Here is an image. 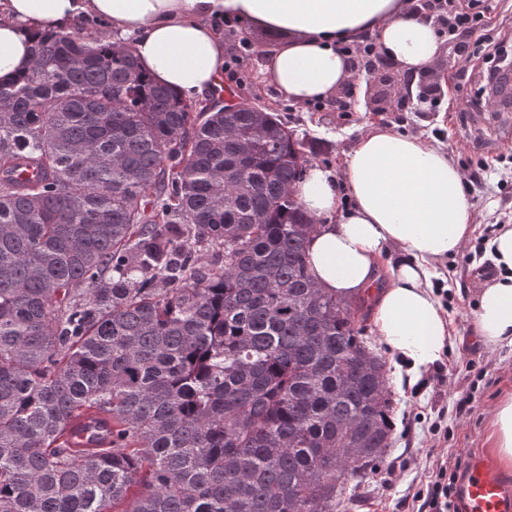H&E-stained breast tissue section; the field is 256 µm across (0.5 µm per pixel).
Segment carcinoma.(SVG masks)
<instances>
[{
	"instance_id": "cac0c4a2",
	"label": "carcinoma",
	"mask_w": 512,
	"mask_h": 512,
	"mask_svg": "<svg viewBox=\"0 0 512 512\" xmlns=\"http://www.w3.org/2000/svg\"><path fill=\"white\" fill-rule=\"evenodd\" d=\"M307 164L270 108L36 39L0 82V512H336L376 468L386 363L309 272Z\"/></svg>"
}]
</instances>
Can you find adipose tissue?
<instances>
[{
  "mask_svg": "<svg viewBox=\"0 0 512 512\" xmlns=\"http://www.w3.org/2000/svg\"><path fill=\"white\" fill-rule=\"evenodd\" d=\"M88 18L132 36L139 67L190 99H210L224 75L218 24L234 18L284 41L262 65L264 79L293 103L336 93L353 76L343 43L375 35L403 72L432 67L440 52L433 24L409 0H0V81L32 65V35ZM350 199L340 208L338 186ZM321 223L308 243L319 287L343 298L371 297L377 337L410 366L411 378L439 361L452 323L435 294L434 264L455 254L473 231L466 178L446 152L422 138L372 127L342 170L310 164L293 187ZM400 258L389 264V249ZM498 277L483 288L474 315L488 344L512 346V226L484 243Z\"/></svg>",
  "mask_w": 512,
  "mask_h": 512,
  "instance_id": "ef3b65f1",
  "label": "adipose tissue"
}]
</instances>
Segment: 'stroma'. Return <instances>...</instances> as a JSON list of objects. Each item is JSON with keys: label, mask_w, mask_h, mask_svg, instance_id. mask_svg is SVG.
<instances>
[{"label": "stroma", "mask_w": 512, "mask_h": 512, "mask_svg": "<svg viewBox=\"0 0 512 512\" xmlns=\"http://www.w3.org/2000/svg\"><path fill=\"white\" fill-rule=\"evenodd\" d=\"M226 54H235L241 41L252 45L251 55L240 69L225 73L223 83L235 96L251 98L276 110L289 129L312 143L307 155L324 166H339L352 150L357 137L369 127L424 138L442 147L463 171L474 214L473 232L461 252L435 265L436 288L448 293V316L455 340L442 360L454 371L450 384L420 379L415 385L397 382L398 369L387 361L388 388L395 414L392 444L379 466L362 478H352L336 512H412L413 496L429 480L439 457L467 458L471 453H491L489 434L497 402L512 397V347L486 345L477 336L474 311L485 279L465 253L483 246L503 224L512 225V144H504V133L494 109L477 111L459 105V98H473L477 87L470 78H457L458 59L448 45H441L433 67L410 77L391 61L365 72L361 58H354L355 78L340 88L335 97L346 102V111L313 105L291 104L268 84L259 65L282 38L274 32L234 21L220 28ZM439 85L440 105L431 107L418 98L427 85ZM487 160L489 170L477 167ZM474 361L472 371L461 365ZM470 398L469 413L461 414L456 404ZM397 473L391 484L382 477L389 466Z\"/></svg>", "instance_id": "1"}]
</instances>
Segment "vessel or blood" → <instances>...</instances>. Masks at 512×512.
<instances>
[{
    "instance_id": "obj_1",
    "label": "vessel or blood",
    "mask_w": 512,
    "mask_h": 512,
    "mask_svg": "<svg viewBox=\"0 0 512 512\" xmlns=\"http://www.w3.org/2000/svg\"><path fill=\"white\" fill-rule=\"evenodd\" d=\"M456 512H512V478L482 453L471 455L456 482Z\"/></svg>"
}]
</instances>
